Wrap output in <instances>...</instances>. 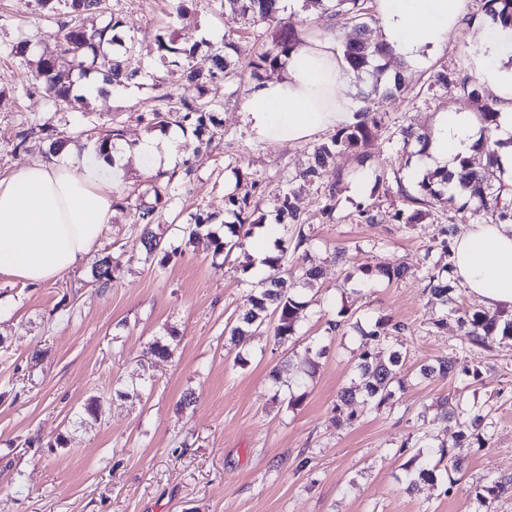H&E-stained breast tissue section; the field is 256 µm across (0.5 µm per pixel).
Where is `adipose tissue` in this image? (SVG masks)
<instances>
[{
    "instance_id": "adipose-tissue-1",
    "label": "adipose tissue",
    "mask_w": 512,
    "mask_h": 512,
    "mask_svg": "<svg viewBox=\"0 0 512 512\" xmlns=\"http://www.w3.org/2000/svg\"><path fill=\"white\" fill-rule=\"evenodd\" d=\"M470 0H375L381 37L394 55L425 66L448 40ZM473 73L504 110L496 136H512V28L493 24L479 34ZM355 73L329 37L314 33L287 58L280 78L252 85L243 105L250 135L296 144L317 133L351 125L358 105L346 90ZM483 135L477 113H437L430 143L432 166L455 170ZM181 139L170 133L123 147L112 168L95 153L66 147L55 160L34 161L0 178V274L39 286L81 266L112 222L115 193L128 156L152 173L173 167ZM457 279L487 310L512 309V225L474 224L452 245Z\"/></svg>"
}]
</instances>
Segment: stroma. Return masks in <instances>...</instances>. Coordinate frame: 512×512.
<instances>
[{"mask_svg":"<svg viewBox=\"0 0 512 512\" xmlns=\"http://www.w3.org/2000/svg\"><path fill=\"white\" fill-rule=\"evenodd\" d=\"M107 4L108 12L88 16L86 25L103 26L114 15L123 20L122 37L135 41L125 60L134 77L90 96L86 112L100 129H122L131 146L154 135L141 115L157 97L200 94L181 85L177 69L207 65L228 33L235 44L230 56L242 64L268 41L264 25L248 23L220 0H194L182 18L176 15L180 0ZM332 5L323 0L299 17L306 33L331 29L341 47L354 37L355 24L331 14ZM488 22L471 9L425 67L391 60L390 71L405 75L408 90L374 98L387 127L365 163L337 156L342 182L333 221H321L316 189L297 198L321 276L299 288L309 306L295 342L277 343L268 332L234 345L230 330L256 283L246 254L213 258L207 238L184 246L176 230L200 210L213 215L212 230H221L229 219L225 196L249 190L254 181L266 188L260 214L274 224L283 173L308 164L311 142L272 144L249 134L241 116L249 87L244 77L216 81L200 94L218 102L223 134L202 147L185 133L180 151L194 175L176 184L171 202L156 203L146 190L147 173L128 162V205L114 210L110 228L81 267L38 287L0 275V512H477L476 495L488 477H512V339L489 350L465 345L458 314L479 303L464 287L454 292L449 313L431 302L422 270L442 256L437 224H360L354 217L361 203L389 207L390 196L374 187L376 175L397 169L409 184L427 169L418 144H403L401 127L428 134L437 113L476 111L478 101L445 93L430 77L444 66L471 73V49ZM164 27L200 41L193 61L160 63L154 39ZM52 29L36 0H0V177L49 160V143L37 126L63 131L76 148L88 145L80 135L84 112L57 111L44 87L25 84L26 60L60 52ZM23 39L31 42L24 60L13 54ZM233 158L239 168H230ZM153 205L159 212L153 231L182 248L163 265L146 262L133 222L136 207ZM339 248L349 256L342 267L334 261ZM104 255L119 267L105 290L91 277L93 261ZM399 264L409 268L405 279H365L364 268ZM442 315L448 325L436 327ZM339 318L342 331L325 343L327 320ZM387 318L407 326L390 339L407 353L401 369L406 387L392 403L337 423L336 400L357 379L364 334ZM156 341L170 344V357L149 354ZM446 355L456 357L457 370H480L481 380L461 393L454 379L421 376V366ZM310 359L317 362L315 374L297 384ZM134 387L138 396L128 397ZM190 392L195 402L182 405ZM293 393L299 405H289ZM93 397L103 403L96 421L82 413ZM443 398L456 408L487 405L492 445L460 448L467 468L457 483L441 477L407 486L410 454L403 442L428 434L457 446L455 420L435 415Z\"/></svg>","mask_w":512,"mask_h":512,"instance_id":"stroma-1","label":"stroma"}]
</instances>
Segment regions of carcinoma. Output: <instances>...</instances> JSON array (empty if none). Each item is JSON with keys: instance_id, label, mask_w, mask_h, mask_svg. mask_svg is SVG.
Segmentation results:
<instances>
[{"instance_id": "carcinoma-1", "label": "carcinoma", "mask_w": 512, "mask_h": 512, "mask_svg": "<svg viewBox=\"0 0 512 512\" xmlns=\"http://www.w3.org/2000/svg\"><path fill=\"white\" fill-rule=\"evenodd\" d=\"M102 0H38L41 8L53 13L57 30L55 34L68 44L74 45L70 53L58 61L40 59L34 67L28 70L27 83L40 84L50 92L55 105L68 111L84 103V99L72 95L73 75L80 73L84 76L102 70L101 63L105 59L112 60V71L103 73V80L114 86H120L133 78L126 72L123 62L111 52L116 43L113 31L122 26L121 19L112 17L110 22L101 28H86L81 22V16L101 8ZM372 0H336V7L351 15L357 21L358 36L344 47V57L357 77L370 79V90L365 97V105L358 109L360 120L346 127H341L329 137L313 145L309 165L291 175L283 183L277 195L276 223L294 226V236L289 243L279 249V254L265 259L268 273L257 282V288L249 296L251 308L239 319L231 329V336L238 341L247 340L263 334L267 317H274L273 333L279 343L292 340L297 335V329L307 316V303L298 297L288 287V277H298L305 281L315 280L320 276L319 266L310 263L308 253L310 236L304 228L306 221L300 217L296 206V197L300 189L312 186L323 195V205L320 209L321 218L332 220L336 210V195L341 182V175H329V166L337 154L352 152L357 154L360 162L368 157V148L372 146L376 133L385 126V117L370 107L372 97L377 95L386 83L387 58L391 53L386 44L373 41L367 37L369 23L377 22L371 14ZM229 7L239 12L244 18L256 23L267 25L272 33L271 46L261 52L256 59L248 63L254 82L263 80L264 73L284 64L290 53L302 41V29L297 22L285 14L282 0H225ZM480 10L490 15L498 23L512 26V0H479ZM156 51L161 61L171 56L193 57L197 51V43L189 35L176 39L164 33L155 36ZM236 76V71L229 68L225 56L216 53L211 57L208 67L190 66L180 73L183 84L203 90L217 79L229 80ZM432 84L447 92H459L469 98L480 101V93L476 82L469 76L457 70L443 69L432 75ZM479 113L484 123L485 139L479 144L487 156L486 164L479 170L471 169L467 159L461 160L462 174L459 180H454V174L449 171H437L426 174L417 181L413 192H408L400 178H395L397 193L403 201L412 207L411 212L403 208H395L391 219L397 224H417L433 216V212H443L454 209L457 201L466 200L475 203L474 211L491 224H512V199L503 198L505 184L497 175L499 169L498 157L494 146L493 132L497 128L498 109L489 103L479 106ZM150 122L156 127H167L176 124L183 128L192 129L197 138L208 136L213 139L221 134V125L213 112V103L179 98L172 101V95L160 96L156 104L149 110ZM123 136L122 130L113 128L101 132L95 142V148L103 157H108V149L112 141ZM331 180H326V176ZM257 184L253 183L250 190L242 195L229 194L224 199L225 209L232 213L237 220L235 224H226L227 235L220 237L209 227V219L204 214L195 215L193 222L181 228L186 243L191 244L201 236H206L212 246V257L230 254L235 248L241 249L245 239L252 234V227L246 226L249 218L260 206L261 194L256 192ZM157 209L154 207L139 208L135 213V223L141 225L140 242L147 257L161 255L160 263H165L177 255L179 248L166 249L160 246V240L152 230L156 221ZM379 212L372 203L359 204L356 207L357 221L362 224L377 222ZM297 259V265L286 267L287 256ZM407 273L404 266L379 268L375 271L365 270L368 277L377 276L387 281L400 280ZM93 282L101 288H108L114 280V268L110 257L104 256L96 260L91 269ZM427 282L426 289L441 305H448V294L453 288L448 279L430 268L423 276ZM460 328L464 330L466 343L482 348H488L498 337H512V317L500 311L486 309L467 313L458 319ZM407 330L400 322H380L376 329L367 334L373 341V346L364 350L358 356L356 371L359 383L355 388L344 390L338 395L336 412L351 422L372 410H377L390 401L395 390L405 387L400 376V364L403 352L394 350L388 344V337L398 336ZM361 393V410L356 413H344L356 393ZM459 441H476L478 447L489 445L490 435L486 429L490 425L489 410L483 405L473 404L471 408L458 416ZM440 457L431 465H416L419 455L412 456L405 465V480L408 486L416 484L417 480L433 481L437 478V470L443 461H448L447 467L454 473L462 471V461L447 448L439 449ZM512 490V480L497 478L482 487L478 493V504L482 512H494L493 504L499 498Z\"/></svg>"}]
</instances>
